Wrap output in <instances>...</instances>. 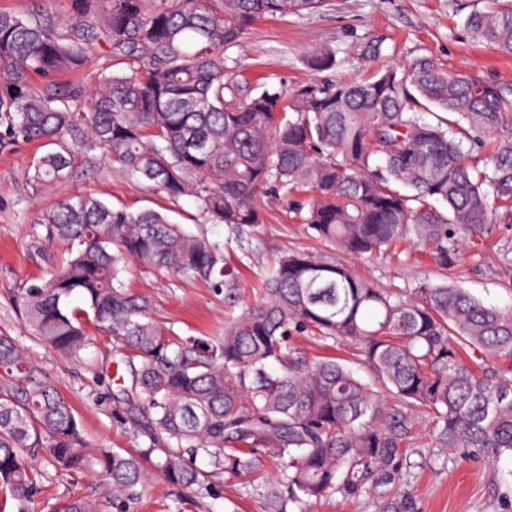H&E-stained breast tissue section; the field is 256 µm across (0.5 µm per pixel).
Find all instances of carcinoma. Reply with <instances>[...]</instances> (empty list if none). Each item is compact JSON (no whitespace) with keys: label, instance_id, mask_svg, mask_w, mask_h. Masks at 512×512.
Wrapping results in <instances>:
<instances>
[{"label":"carcinoma","instance_id":"1","mask_svg":"<svg viewBox=\"0 0 512 512\" xmlns=\"http://www.w3.org/2000/svg\"><path fill=\"white\" fill-rule=\"evenodd\" d=\"M319 0H68L0 8V151L21 142L54 149L33 162L32 188L63 182L102 155L202 218L236 230L262 224L269 187L308 197L300 220L346 257L382 255L409 242L455 268L475 240L512 220V88L420 56L398 71L226 99L224 48L259 19L316 8ZM464 27L512 56V6L474 9ZM111 63L91 72L98 47ZM336 66L329 48L307 56ZM66 246L47 278L12 301L35 339L78 357L116 344L130 384L112 394L132 431L121 452L86 439L69 402L23 351L0 335V512H33L45 472L112 480L121 512L150 470L201 487L209 458L227 478L284 462L264 485L268 512H308L338 494L373 497L377 512H414L397 492L413 468L405 445L424 414L438 455H512V313L457 283L418 282L410 294L379 288L343 262L303 251L280 255L261 297L203 339L166 335L144 296L122 279L128 265L200 279L234 295L220 245L155 210L132 212L68 195L44 216ZM81 297L87 309L68 306ZM308 333L355 346L369 379L338 358L310 359L290 344ZM50 512H99L62 498Z\"/></svg>","mask_w":512,"mask_h":512}]
</instances>
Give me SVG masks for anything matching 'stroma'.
<instances>
[{
	"label": "stroma",
	"instance_id": "1",
	"mask_svg": "<svg viewBox=\"0 0 512 512\" xmlns=\"http://www.w3.org/2000/svg\"><path fill=\"white\" fill-rule=\"evenodd\" d=\"M506 0H323L312 13L258 21L224 51L225 66L234 78V94L243 99L267 86L285 94L321 87L336 81L366 79L378 71L398 68L416 57H434L448 69L479 75L501 86H512V56L475 41L463 25L475 7H493ZM368 38L382 42L381 55L360 58L356 48ZM329 48L336 53L334 69L316 72L306 63L308 52ZM41 150L22 144L12 153H0V333L16 337L68 400L87 438L106 448H128L129 433L114 418L113 402L96 401V394L116 383L119 357L112 341L97 337L80 358L36 343L24 326L10 295L13 289L46 275L59 264L62 243L48 240L41 224L43 213L62 196L87 194L115 206L155 209L193 233L220 244L224 258L236 273L241 303L230 306L224 290L205 282L166 272L130 267L126 287L149 299L151 317L166 333L181 336H219L224 323L256 298L263 269L282 252L304 250L325 259L335 253L307 232L295 208L299 196L279 192L267 200L265 223L232 231L224 224L198 220L193 198L172 201L163 194L127 178L109 159L98 158L92 172L75 171L60 185L35 191L28 176ZM512 247V223L497 225L484 245L466 251L458 269L436 267L421 250L402 244L396 254L351 260L359 277L382 288L409 292L423 279L439 283L461 279L485 304L512 311V270L500 262L503 248ZM291 344L308 357H338L359 376L367 371L349 345L297 334ZM196 466L210 475L208 488L180 491L162 476H151L128 512H265L261 487L280 474V461L264 458L259 470L227 480L212 474L207 458ZM408 489L416 512H512V456L485 461L432 459L412 470ZM62 496L97 500L101 512H116L112 485L102 476L58 477L48 474L39 485L35 512Z\"/></svg>",
	"mask_w": 512,
	"mask_h": 512
}]
</instances>
